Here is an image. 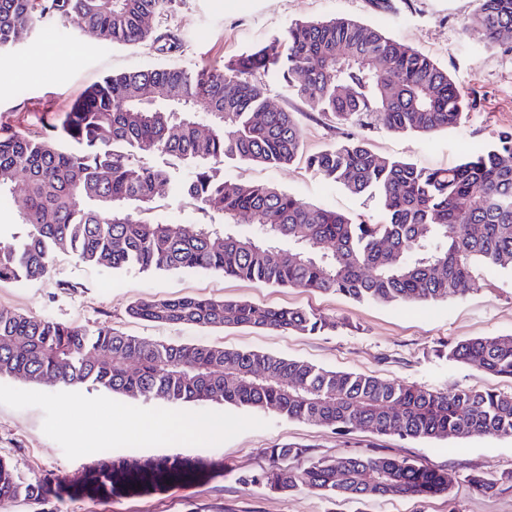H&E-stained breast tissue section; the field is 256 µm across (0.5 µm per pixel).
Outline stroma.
<instances>
[{
  "label": "stroma",
  "instance_id": "1",
  "mask_svg": "<svg viewBox=\"0 0 512 512\" xmlns=\"http://www.w3.org/2000/svg\"><path fill=\"white\" fill-rule=\"evenodd\" d=\"M174 0L153 18L160 33L181 37L178 51L150 45L91 42L74 23L43 24L36 37L0 56V125L39 130L44 120L80 99L92 84L140 67L176 66L194 71L223 67L298 20L351 19L385 31L446 69L476 108L458 127L430 136L392 132L381 126H339L325 120L278 80L268 83L273 107L293 112L307 151L350 138H366L384 157L424 168L460 163L512 127V44L493 45L482 30L463 31L474 0ZM242 183H273L303 201L376 222V201L350 195L297 162L283 168L256 164L225 167ZM205 295L243 299L272 307L314 309L336 320V331L319 336L253 327L218 329L166 325L131 318L128 305L146 296ZM0 312L40 315L89 329L101 325L132 336L181 344L261 350L346 372L396 378L432 389L507 391L512 381L440 357L450 343L512 335V272L477 268L472 289L437 303L356 302L296 288L259 286L207 272L115 271L91 267L57 253L50 274L36 281L0 285ZM205 416L192 442L165 441L166 420ZM316 457L377 453L405 457L456 475L447 493L432 498L383 497L329 500L301 489L281 494L246 483L265 467V451L284 444ZM138 445L141 459L166 456L211 466L190 487L116 495L108 503L19 499L0 512H512V484L484 491L470 475L512 473V438L404 440L361 429L338 432L288 420L276 411L197 404L170 408L95 389H66L46 381L31 385L0 378V457L21 476L52 480L82 471L103 448L113 459Z\"/></svg>",
  "mask_w": 512,
  "mask_h": 512
}]
</instances>
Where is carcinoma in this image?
Here are the masks:
<instances>
[{"instance_id": "obj_1", "label": "carcinoma", "mask_w": 512, "mask_h": 512, "mask_svg": "<svg viewBox=\"0 0 512 512\" xmlns=\"http://www.w3.org/2000/svg\"><path fill=\"white\" fill-rule=\"evenodd\" d=\"M173 0H0V54L31 39L43 21H77L85 35L114 44L159 45L145 19ZM463 25L493 43H512V0H475ZM275 75L312 111L336 124L373 118L390 131L431 135L463 122L471 109L431 58L357 21H296L224 62L189 72L146 67L104 78L40 131L0 128V207L17 217L0 229V284L41 279L58 251L114 270H196L262 286L300 288L357 302L439 301L463 294L473 271L512 270V131L448 168H420L382 157L350 138L304 154L293 113L270 107ZM144 155L192 168L176 184ZM307 168L349 193L377 200L382 220L366 223L306 203L269 184L224 178V165ZM21 175L24 187L14 178ZM193 198L210 223L193 234L154 213L170 192ZM253 218V233L235 229ZM130 317L202 328L248 326L321 334L337 323L313 310L272 308L240 299L147 296ZM443 356L512 379V336L448 345ZM64 388L94 387L171 406L212 403L272 409L340 432L361 428L402 439L512 437V390H431L400 380L317 365L262 351L173 344L94 330L42 316L0 314V378ZM262 472L243 477L288 493L329 499L426 498L456 481L452 472L376 453L314 458L283 445ZM197 469L161 459L129 468L120 482L189 486ZM115 484L103 462L74 481L15 475L0 458V503L74 496L107 499Z\"/></svg>"}]
</instances>
